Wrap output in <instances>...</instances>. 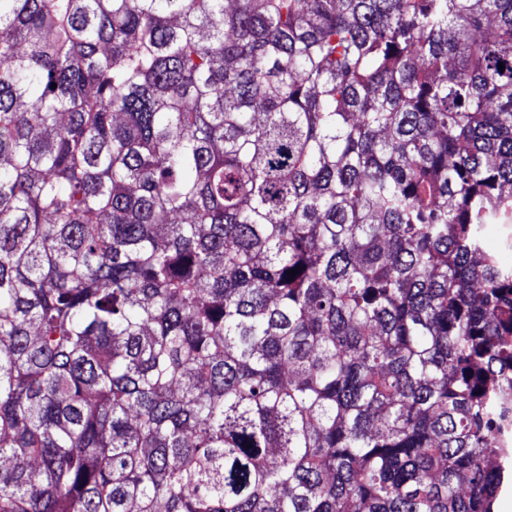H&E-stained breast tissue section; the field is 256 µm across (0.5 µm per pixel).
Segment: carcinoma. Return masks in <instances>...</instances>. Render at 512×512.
<instances>
[{
    "label": "carcinoma",
    "instance_id": "obj_1",
    "mask_svg": "<svg viewBox=\"0 0 512 512\" xmlns=\"http://www.w3.org/2000/svg\"><path fill=\"white\" fill-rule=\"evenodd\" d=\"M489 231L512 0H0V512H494Z\"/></svg>",
    "mask_w": 512,
    "mask_h": 512
}]
</instances>
